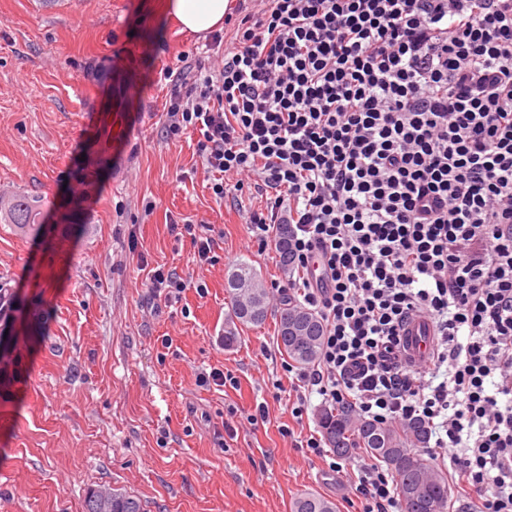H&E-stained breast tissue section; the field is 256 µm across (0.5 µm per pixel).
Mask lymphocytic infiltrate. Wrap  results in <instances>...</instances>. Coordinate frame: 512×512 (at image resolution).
Returning <instances> with one entry per match:
<instances>
[{
    "label": "lymphocytic infiltrate",
    "mask_w": 512,
    "mask_h": 512,
    "mask_svg": "<svg viewBox=\"0 0 512 512\" xmlns=\"http://www.w3.org/2000/svg\"><path fill=\"white\" fill-rule=\"evenodd\" d=\"M221 62L165 66L167 137L199 133L213 195L266 199L260 243L287 225L291 269L324 324L291 413L312 395L383 423L422 422L467 512H512V0H256ZM165 300L189 283L149 267ZM433 327L407 364L404 327ZM358 468L364 512H401L393 475Z\"/></svg>",
    "instance_id": "f902f5d3"
}]
</instances>
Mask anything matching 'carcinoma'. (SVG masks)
<instances>
[{
    "mask_svg": "<svg viewBox=\"0 0 512 512\" xmlns=\"http://www.w3.org/2000/svg\"><path fill=\"white\" fill-rule=\"evenodd\" d=\"M0 223L13 224L21 232L41 227V205L21 193H0ZM275 248L283 269H288V226L275 229ZM235 285L229 287L232 319L240 325L259 326L268 313V291L257 272L240 263L230 273ZM22 309L20 300L0 288V321L9 323ZM322 322L309 309L292 305L279 312L277 344L293 363L306 366L319 356ZM319 426L330 447L339 455L354 448L365 449L387 465L394 475L404 512H446L448 481L437 469L410 447L424 445L428 431L419 423L405 425L371 422L358 417L348 406L336 404L321 409ZM83 512H145L141 501L112 488H94L84 500ZM291 512H336L325 497L306 493L292 504Z\"/></svg>",
    "mask_w": 512,
    "mask_h": 512,
    "instance_id": "cac0c4a2",
    "label": "carcinoma"
}]
</instances>
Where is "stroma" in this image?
<instances>
[{
  "label": "stroma",
  "mask_w": 512,
  "mask_h": 512,
  "mask_svg": "<svg viewBox=\"0 0 512 512\" xmlns=\"http://www.w3.org/2000/svg\"><path fill=\"white\" fill-rule=\"evenodd\" d=\"M164 2L0 0V192L40 201L43 219L28 237L0 224V285L25 307L0 382V512H81L103 484L146 512H291L306 492L362 512L350 478L321 479L323 462L281 434L296 421L279 305L224 342L235 265L269 287L288 276L241 209L215 199L197 132L161 133L163 65L206 50ZM175 220L213 225L214 265L197 270ZM132 236L150 266L202 273L207 294L154 298ZM214 368L234 384L198 385Z\"/></svg>",
  "instance_id": "stroma-1"
}]
</instances>
